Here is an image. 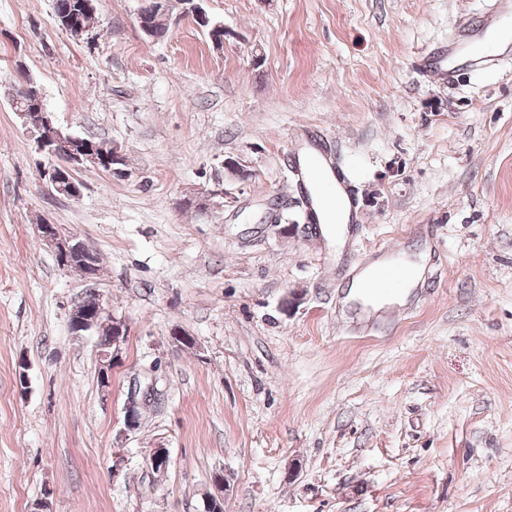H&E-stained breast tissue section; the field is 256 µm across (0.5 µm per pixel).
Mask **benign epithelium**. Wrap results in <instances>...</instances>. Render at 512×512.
Wrapping results in <instances>:
<instances>
[{"label": "benign epithelium", "instance_id": "obj_1", "mask_svg": "<svg viewBox=\"0 0 512 512\" xmlns=\"http://www.w3.org/2000/svg\"><path fill=\"white\" fill-rule=\"evenodd\" d=\"M42 116L43 122L35 125L36 132L34 133L38 150L59 160V163L46 170L49 182L58 192L67 196H76L80 193V187L71 179L72 169L97 161L98 155L106 154V148L103 145L89 142L80 149L78 145L82 144L81 138L57 127L50 113L44 112ZM40 229V237L53 248L59 266L76 269L78 268L76 262L78 257L83 259L84 264L88 266L92 264L94 251L84 242L64 234L55 224L45 222L40 225ZM70 320L73 321L72 329L77 334L94 331L100 337L105 334L112 336L111 342L97 344L99 372L105 379L102 388L110 387L112 367L120 359L123 346L127 341L128 326L126 322L107 314L100 302L91 311L80 306L74 308ZM140 420V402L137 396L132 395L124 407L126 430L138 429Z\"/></svg>", "mask_w": 512, "mask_h": 512}]
</instances>
